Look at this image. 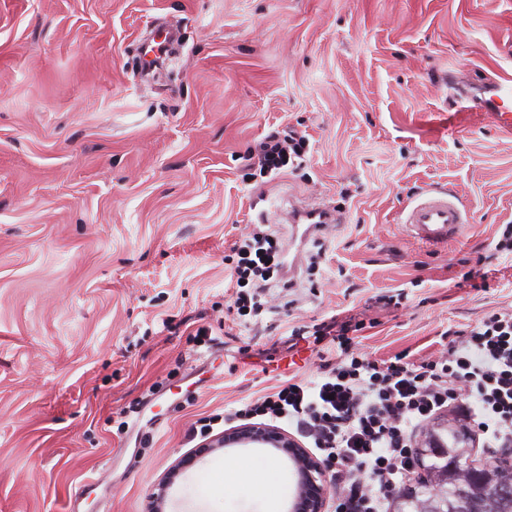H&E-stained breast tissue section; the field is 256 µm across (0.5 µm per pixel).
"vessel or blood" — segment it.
<instances>
[{"label":"vessel or blood","mask_w":512,"mask_h":512,"mask_svg":"<svg viewBox=\"0 0 512 512\" xmlns=\"http://www.w3.org/2000/svg\"><path fill=\"white\" fill-rule=\"evenodd\" d=\"M468 99L477 111H508L512 108V80L488 81L475 93L469 94ZM281 217L288 224L283 256L288 275L293 278L299 272L307 246L317 237L320 225L338 223L341 217L328 208L305 205L290 206ZM401 222L424 247L433 248L463 238L471 224V215L454 192L433 189L403 208Z\"/></svg>","instance_id":"obj_1"}]
</instances>
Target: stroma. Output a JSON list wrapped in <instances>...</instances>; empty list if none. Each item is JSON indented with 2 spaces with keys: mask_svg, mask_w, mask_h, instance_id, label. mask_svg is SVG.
I'll return each mask as SVG.
<instances>
[{
  "mask_svg": "<svg viewBox=\"0 0 512 512\" xmlns=\"http://www.w3.org/2000/svg\"><path fill=\"white\" fill-rule=\"evenodd\" d=\"M162 21L177 57L139 74ZM512 78V0H0V512H149L193 450L199 419L317 375L289 327L354 310L386 358L427 355L448 326L512 305V267L465 282L512 224V112L469 109L449 81ZM306 131L305 170L269 180L241 158L274 126ZM470 210L467 236L423 247L400 222L424 190ZM305 199L324 234L316 285L266 296V325L227 313L234 242L259 212ZM407 302L372 296L403 287ZM356 293H349L348 283ZM212 328L216 353L194 332ZM162 384L163 426L118 433ZM262 480L224 486L225 462ZM286 461L212 453L169 492L171 512H286Z\"/></svg>",
  "mask_w": 512,
  "mask_h": 512,
  "instance_id": "1",
  "label": "stroma"
}]
</instances>
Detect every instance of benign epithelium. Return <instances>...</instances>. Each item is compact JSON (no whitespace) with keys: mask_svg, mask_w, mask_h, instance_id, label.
<instances>
[{"mask_svg":"<svg viewBox=\"0 0 512 512\" xmlns=\"http://www.w3.org/2000/svg\"><path fill=\"white\" fill-rule=\"evenodd\" d=\"M450 427L452 424L448 421V417L436 419L423 431L418 441V447H448L446 441L440 438L432 440L430 436L437 430ZM223 448H265L270 450L273 455L292 465L297 487L307 491L303 508L299 512H325L328 495L326 470L295 437L273 425L243 423L201 444L195 449V457L202 458ZM186 467L187 463L181 461L164 475L159 484V491L153 500L152 512H166L168 491L180 481Z\"/></svg>","mask_w":512,"mask_h":512,"instance_id":"1","label":"benign epithelium"}]
</instances>
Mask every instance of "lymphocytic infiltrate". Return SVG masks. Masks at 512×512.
Segmentation results:
<instances>
[{"label":"lymphocytic infiltrate","instance_id":"1","mask_svg":"<svg viewBox=\"0 0 512 512\" xmlns=\"http://www.w3.org/2000/svg\"><path fill=\"white\" fill-rule=\"evenodd\" d=\"M308 150L304 133L274 130L246 154V166L262 177L299 170ZM284 247L267 224L255 225L233 246L228 260L238 316L262 321L266 293L287 287ZM364 329L338 314L292 327L288 351L308 342L316 349L336 348L338 358L324 361L317 379L291 378L276 391L225 411V421L288 423L329 472L336 487L334 512H390L402 486L417 476L414 430L443 411L454 413L483 445L512 447V306L448 328L435 357L405 350L387 359L369 358L353 339Z\"/></svg>","mask_w":512,"mask_h":512}]
</instances>
